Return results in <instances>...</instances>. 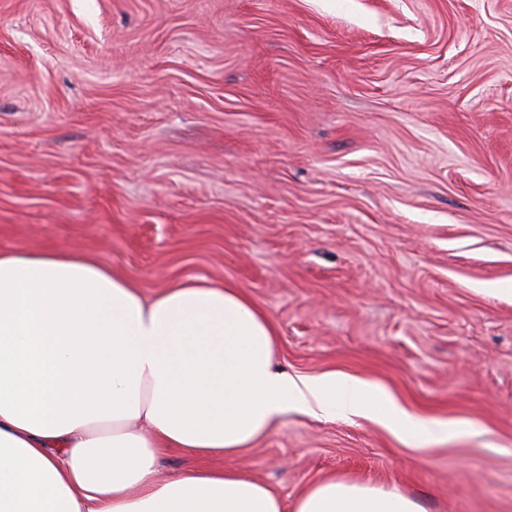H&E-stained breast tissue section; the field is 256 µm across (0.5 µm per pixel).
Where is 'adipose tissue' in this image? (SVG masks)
Returning a JSON list of instances; mask_svg holds the SVG:
<instances>
[{
    "mask_svg": "<svg viewBox=\"0 0 512 512\" xmlns=\"http://www.w3.org/2000/svg\"><path fill=\"white\" fill-rule=\"evenodd\" d=\"M277 330L232 285L145 296L98 258L0 250V512H424L328 477L292 504L233 468L161 477L166 449L237 456L295 410L369 419L403 444L447 440L380 387L274 366Z\"/></svg>",
    "mask_w": 512,
    "mask_h": 512,
    "instance_id": "ef3b65f1",
    "label": "adipose tissue"
}]
</instances>
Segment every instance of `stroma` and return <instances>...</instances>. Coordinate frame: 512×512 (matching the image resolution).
<instances>
[{"label":"stroma","instance_id":"1","mask_svg":"<svg viewBox=\"0 0 512 512\" xmlns=\"http://www.w3.org/2000/svg\"><path fill=\"white\" fill-rule=\"evenodd\" d=\"M206 279L275 363L448 424L291 412L231 459L512 512V0H0V250Z\"/></svg>","mask_w":512,"mask_h":512}]
</instances>
